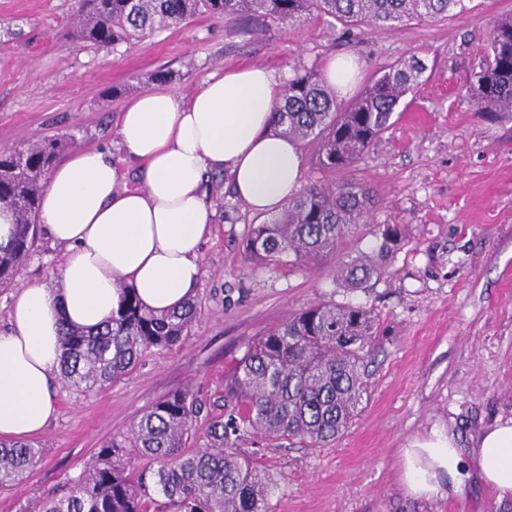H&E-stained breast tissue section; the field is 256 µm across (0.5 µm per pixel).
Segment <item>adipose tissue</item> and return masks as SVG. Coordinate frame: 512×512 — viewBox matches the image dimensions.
<instances>
[{
  "instance_id": "obj_1",
  "label": "adipose tissue",
  "mask_w": 512,
  "mask_h": 512,
  "mask_svg": "<svg viewBox=\"0 0 512 512\" xmlns=\"http://www.w3.org/2000/svg\"><path fill=\"white\" fill-rule=\"evenodd\" d=\"M281 94L262 65L210 74L188 99L147 90L126 104L116 131L137 180L101 148L76 150L52 169L36 220L62 257L53 280L16 290L0 331V440H28L56 417L62 325L95 328L111 319L122 283L157 313L193 298L213 230L203 192L209 171H226L255 213L278 211L297 192L299 146L274 129ZM472 454L496 502L512 500V419L486 427ZM401 466L416 499L460 495L470 477L451 435L415 439Z\"/></svg>"
}]
</instances>
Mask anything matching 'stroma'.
<instances>
[{"mask_svg":"<svg viewBox=\"0 0 512 512\" xmlns=\"http://www.w3.org/2000/svg\"><path fill=\"white\" fill-rule=\"evenodd\" d=\"M79 0H0V152L67 136L75 147L112 148L120 112L134 96L165 86L188 96L219 69L260 64L280 81L322 72L332 56L357 60L353 87L416 57L421 83L399 117L346 172L379 197L372 224H400L403 237L370 288L335 291L327 269H261L242 240L256 218L228 180L208 182L214 229L201 253L189 336L144 356L111 384L79 392L57 381L60 411L33 442L42 460L17 485L0 487V512H28L62 494L102 444L171 390L190 386L202 413L215 411L233 359L257 334L323 299L374 308L379 336L363 365L367 395L335 441L299 438L244 443L241 454L282 477L270 512H512L472 478L463 498L416 500L402 482L403 448L432 432L453 433L462 450L496 420L512 418V120L476 112L469 95L483 63L490 19L512 0H474L472 10L396 30L346 33L328 17L284 29L269 23L242 35L233 19L196 16L106 51L69 34ZM167 80H156L157 71ZM363 225L344 250H370ZM61 261L38 233L19 279L47 282Z\"/></svg>","mask_w":512,"mask_h":512,"instance_id":"obj_1","label":"stroma"}]
</instances>
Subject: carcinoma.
<instances>
[{
    "label": "carcinoma",
    "mask_w": 512,
    "mask_h": 512,
    "mask_svg": "<svg viewBox=\"0 0 512 512\" xmlns=\"http://www.w3.org/2000/svg\"><path fill=\"white\" fill-rule=\"evenodd\" d=\"M473 0H81L71 34L78 42L115 48L148 33L176 28L200 13L247 24L270 20L292 27L316 13L348 29L395 30L409 21H441L471 10ZM485 60L470 85L476 110L512 119V16L488 23ZM426 71L416 59L378 73L349 105L308 70L284 84L275 132L315 146L328 173L352 166L393 125L401 100ZM65 138L26 142L0 154V205L13 211L9 246L0 247V287L10 285L32 253L44 181ZM378 198L366 183L343 178L308 184L270 219L250 225L244 259L263 268L284 263L320 268L368 223ZM400 224H374L372 251L347 255L332 280L347 291L370 287L402 236ZM199 318L197 305L156 314L133 289H121L120 309L97 330L65 327L62 379L77 391L112 383L153 350L182 342ZM379 320L363 303L320 301L290 315L246 346L224 386L223 411L198 420L189 387L168 392L130 425L124 443L111 440L68 481L62 496L37 501L32 512H269L279 482L257 461L237 453L248 437L274 442L303 438L313 447L336 439L367 394L362 365ZM197 448L186 449L190 435ZM31 443L0 444V485L16 481L42 457Z\"/></svg>",
    "instance_id": "cac0c4a2"
}]
</instances>
